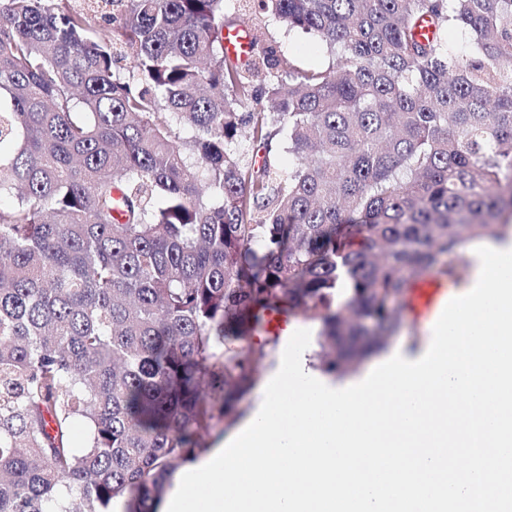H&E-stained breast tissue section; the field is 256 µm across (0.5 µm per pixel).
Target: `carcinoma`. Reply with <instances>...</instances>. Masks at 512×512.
<instances>
[{
	"label": "carcinoma",
	"instance_id": "carcinoma-1",
	"mask_svg": "<svg viewBox=\"0 0 512 512\" xmlns=\"http://www.w3.org/2000/svg\"><path fill=\"white\" fill-rule=\"evenodd\" d=\"M225 2L0 0V512H157L267 313L342 377L512 228V0H258L332 58L286 77ZM241 30H244V28L238 27L233 30H226L224 46L230 55H240L242 58H245L250 50V38ZM448 281L430 276L415 282L404 298L405 318L414 324L434 326L446 304L453 298L448 294Z\"/></svg>",
	"mask_w": 512,
	"mask_h": 512
}]
</instances>
